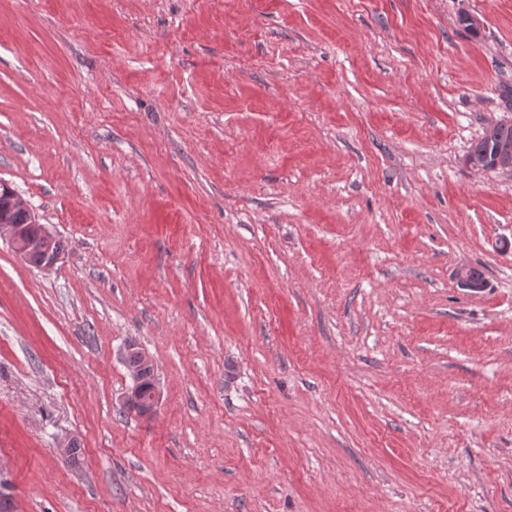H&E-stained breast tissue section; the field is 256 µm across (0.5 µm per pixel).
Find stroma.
<instances>
[{"mask_svg": "<svg viewBox=\"0 0 512 512\" xmlns=\"http://www.w3.org/2000/svg\"><path fill=\"white\" fill-rule=\"evenodd\" d=\"M509 120L512 0H0L14 512H512ZM498 123L490 124L486 129L490 135ZM496 147L501 150L494 159L493 169L512 170V121L501 122L493 130L490 138L484 132L483 136L471 147L466 162L471 167L489 168L493 161ZM510 147V148H509ZM1 184L5 188L1 197L9 198L25 210L28 220L26 221V215L20 211H9L1 207L0 222L7 221L10 224H0V238L2 239V236H5L15 252L27 261L30 260L31 251L35 249L40 258L33 255L31 262L36 263L38 261V268L44 271L51 270L61 258L62 252L60 250H63L61 241L57 240L46 225L38 222L36 215L14 189L4 183Z\"/></svg>", "mask_w": 512, "mask_h": 512, "instance_id": "35a3bbf8", "label": "stroma"}]
</instances>
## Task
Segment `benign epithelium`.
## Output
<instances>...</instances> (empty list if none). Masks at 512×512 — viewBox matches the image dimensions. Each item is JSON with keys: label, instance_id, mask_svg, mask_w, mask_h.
Instances as JSON below:
<instances>
[{"label": "benign epithelium", "instance_id": "obj_1", "mask_svg": "<svg viewBox=\"0 0 512 512\" xmlns=\"http://www.w3.org/2000/svg\"><path fill=\"white\" fill-rule=\"evenodd\" d=\"M4 197L25 210L28 220L24 224H0V237H6L15 252L27 261L30 260L31 251H37V267L44 271L52 269L61 258V251L56 247L57 238L46 225L38 222L36 215L14 189L5 187Z\"/></svg>", "mask_w": 512, "mask_h": 512}]
</instances>
